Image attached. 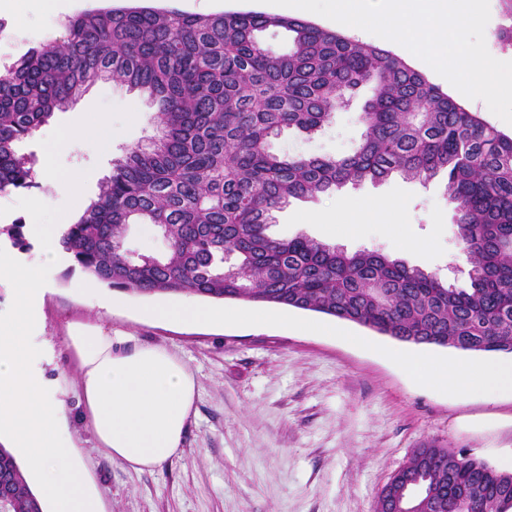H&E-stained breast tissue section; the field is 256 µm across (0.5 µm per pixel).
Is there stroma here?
Wrapping results in <instances>:
<instances>
[{
    "instance_id": "stroma-1",
    "label": "stroma",
    "mask_w": 512,
    "mask_h": 512,
    "mask_svg": "<svg viewBox=\"0 0 512 512\" xmlns=\"http://www.w3.org/2000/svg\"><path fill=\"white\" fill-rule=\"evenodd\" d=\"M56 33L37 0L0 4V67ZM371 94L363 89L316 137L292 130L273 140V150L346 153L361 140L358 114ZM98 104L134 109L136 117L105 151L80 144L62 149V164L87 175L88 202L111 174L114 159L156 137V106L146 96L121 83L97 82L21 144L22 151L44 160L43 140L73 114ZM29 197L59 207L68 191L41 176L35 187L0 194V206L9 209L0 216V247L13 246L4 228L31 223L30 214L16 206ZM269 232L277 238L303 234L350 252L376 250L437 273L455 287L468 282L440 176L424 184L395 173L377 184L293 199L276 212ZM81 275L67 262L50 270L35 336L48 345L42 368L65 401L61 432L73 441V461L101 512H375L380 490L424 444L512 470V396L459 395L422 381L405 363L409 355L468 361L471 353L404 343L324 314L247 301L229 300L223 308L264 313L267 321H148L141 309L166 302V295L105 285L91 295L76 287ZM98 320L110 324L113 335L166 346L196 378L182 448L153 469L136 471L112 458L82 416L79 366L64 336L70 323ZM303 320L312 321V328H300Z\"/></svg>"
}]
</instances>
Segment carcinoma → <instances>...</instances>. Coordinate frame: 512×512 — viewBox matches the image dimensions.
Instances as JSON below:
<instances>
[{"mask_svg": "<svg viewBox=\"0 0 512 512\" xmlns=\"http://www.w3.org/2000/svg\"><path fill=\"white\" fill-rule=\"evenodd\" d=\"M288 32L274 52L261 35ZM117 81L157 104L158 137L114 161L97 199L59 245L86 274L140 294L189 293L318 312L411 344L512 353V136L466 110L401 58L298 18L89 10L0 70V193L35 185L16 150L83 89ZM359 146L340 156L275 152L271 139L311 137L361 89ZM401 173L441 174L469 265L467 288L374 250L347 252L268 233L291 198ZM154 225L163 257L125 248L128 226ZM416 512H512V472L448 448L418 449ZM0 512H44L13 453L0 446Z\"/></svg>", "mask_w": 512, "mask_h": 512, "instance_id": "1", "label": "carcinoma"}]
</instances>
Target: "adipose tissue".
<instances>
[{
    "mask_svg": "<svg viewBox=\"0 0 512 512\" xmlns=\"http://www.w3.org/2000/svg\"><path fill=\"white\" fill-rule=\"evenodd\" d=\"M143 318L193 324L228 319L257 323L252 313H228L192 303L146 308ZM66 345L79 365L78 398L91 432L112 458L137 471L176 456L196 399V381L185 363L165 346L136 344L100 323L70 325ZM409 365L427 382L459 394L484 391L512 395V361L426 362Z\"/></svg>",
    "mask_w": 512,
    "mask_h": 512,
    "instance_id": "adipose-tissue-1",
    "label": "adipose tissue"
}]
</instances>
